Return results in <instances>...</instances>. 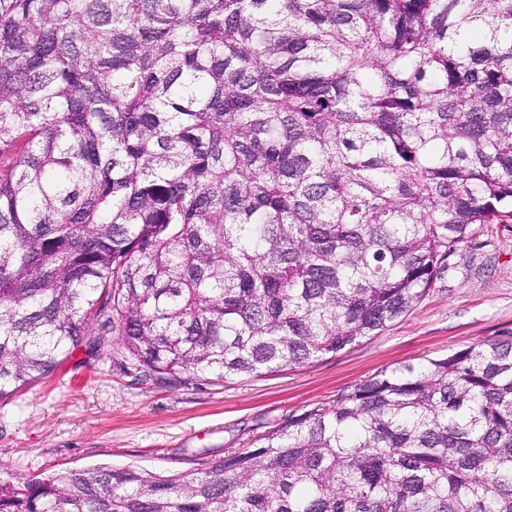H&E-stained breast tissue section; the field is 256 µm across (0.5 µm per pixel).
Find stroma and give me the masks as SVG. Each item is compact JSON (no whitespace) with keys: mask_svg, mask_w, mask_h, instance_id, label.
Segmentation results:
<instances>
[{"mask_svg":"<svg viewBox=\"0 0 512 512\" xmlns=\"http://www.w3.org/2000/svg\"><path fill=\"white\" fill-rule=\"evenodd\" d=\"M487 342H512L511 222L472 225L409 313L306 366L171 387L120 346L82 343L54 375L0 400V478L130 463L193 473L382 371Z\"/></svg>","mask_w":512,"mask_h":512,"instance_id":"35a3bbf8","label":"stroma"}]
</instances>
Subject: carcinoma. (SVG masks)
<instances>
[{
    "label": "carcinoma",
    "instance_id": "1",
    "mask_svg": "<svg viewBox=\"0 0 512 512\" xmlns=\"http://www.w3.org/2000/svg\"><path fill=\"white\" fill-rule=\"evenodd\" d=\"M509 221L512 0H0V398L92 315L171 386L312 364ZM0 512H512V344Z\"/></svg>",
    "mask_w": 512,
    "mask_h": 512
}]
</instances>
